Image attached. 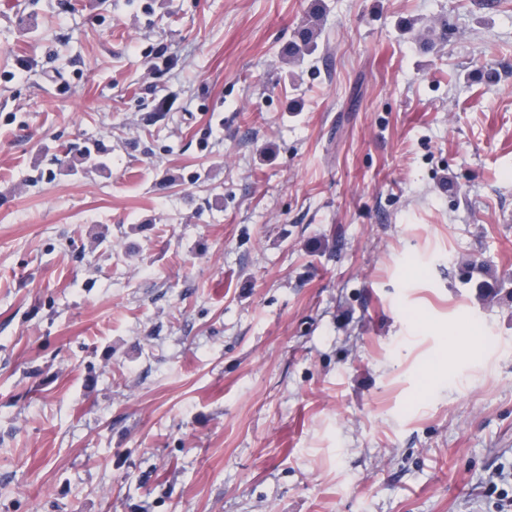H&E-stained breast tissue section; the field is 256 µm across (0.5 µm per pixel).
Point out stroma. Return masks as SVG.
<instances>
[{"label": "stroma", "mask_w": 512, "mask_h": 512, "mask_svg": "<svg viewBox=\"0 0 512 512\" xmlns=\"http://www.w3.org/2000/svg\"><path fill=\"white\" fill-rule=\"evenodd\" d=\"M11 2L0 512H497L512 0Z\"/></svg>", "instance_id": "stroma-1"}]
</instances>
